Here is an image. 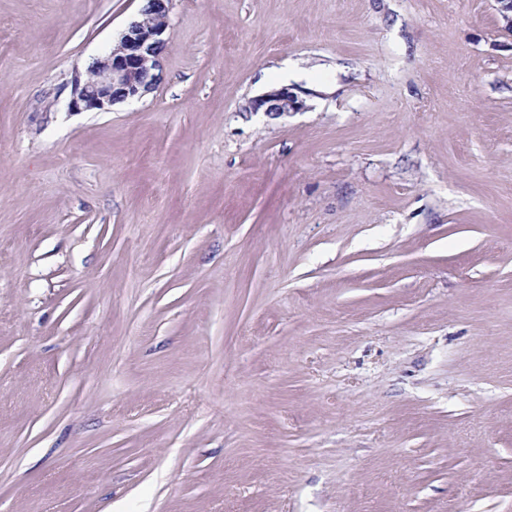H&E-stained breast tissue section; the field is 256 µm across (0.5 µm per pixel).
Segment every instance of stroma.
Masks as SVG:
<instances>
[{
    "mask_svg": "<svg viewBox=\"0 0 512 512\" xmlns=\"http://www.w3.org/2000/svg\"><path fill=\"white\" fill-rule=\"evenodd\" d=\"M142 7L0 0V512H512L499 0ZM171 1L147 0L139 18L129 23L112 50L93 60L83 80L75 77L70 111H108L157 86L162 54L172 37L168 21ZM254 112L261 109L270 116L286 115L288 112H299L306 108L302 99L288 86L272 88L251 102Z\"/></svg>",
    "mask_w": 512,
    "mask_h": 512,
    "instance_id": "35a3bbf8",
    "label": "stroma"
}]
</instances>
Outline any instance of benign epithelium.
Listing matches in <instances>:
<instances>
[{
  "mask_svg": "<svg viewBox=\"0 0 512 512\" xmlns=\"http://www.w3.org/2000/svg\"><path fill=\"white\" fill-rule=\"evenodd\" d=\"M171 0H147L139 18L131 21L105 56L88 66L85 77H75L68 108L72 112L108 111L117 104L140 98L153 90L161 77V59L172 37ZM253 111L270 116L306 108L290 88H273L251 102Z\"/></svg>",
  "mask_w": 512,
  "mask_h": 512,
  "instance_id": "benign-epithelium-1",
  "label": "benign epithelium"
}]
</instances>
